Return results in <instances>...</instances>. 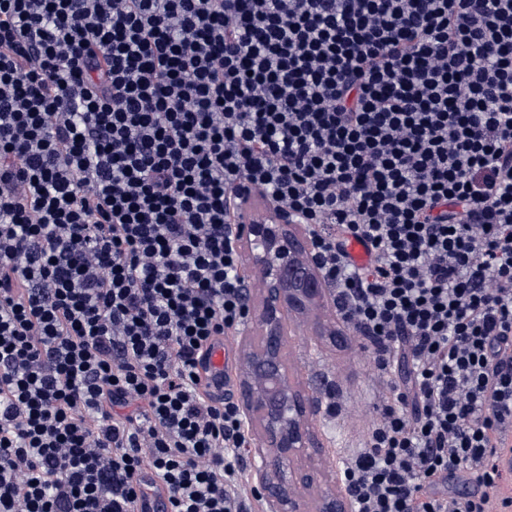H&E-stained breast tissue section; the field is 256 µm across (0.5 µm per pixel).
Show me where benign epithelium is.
<instances>
[{
	"mask_svg": "<svg viewBox=\"0 0 512 512\" xmlns=\"http://www.w3.org/2000/svg\"><path fill=\"white\" fill-rule=\"evenodd\" d=\"M239 245L256 279L248 281L247 319L261 343L245 342L239 405L254 431V489L266 512H350L337 485L312 495L321 474L309 421L319 391H306L287 360L285 321L298 326L327 311V288L301 225L284 219L239 227Z\"/></svg>",
	"mask_w": 512,
	"mask_h": 512,
	"instance_id": "benign-epithelium-1",
	"label": "benign epithelium"
}]
</instances>
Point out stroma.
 Here are the masks:
<instances>
[{
    "label": "stroma",
    "mask_w": 512,
    "mask_h": 512,
    "mask_svg": "<svg viewBox=\"0 0 512 512\" xmlns=\"http://www.w3.org/2000/svg\"><path fill=\"white\" fill-rule=\"evenodd\" d=\"M288 359L305 388L326 384L342 407L341 414L320 410L312 427L324 450L325 472L339 478V461L357 453L369 425L374 404L386 391L374 379L372 360L357 336H317L305 329L288 328Z\"/></svg>",
    "instance_id": "stroma-1"
}]
</instances>
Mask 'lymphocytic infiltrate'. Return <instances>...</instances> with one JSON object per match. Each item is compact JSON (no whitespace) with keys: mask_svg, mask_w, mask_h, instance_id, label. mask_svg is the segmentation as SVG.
<instances>
[{"mask_svg":"<svg viewBox=\"0 0 512 512\" xmlns=\"http://www.w3.org/2000/svg\"><path fill=\"white\" fill-rule=\"evenodd\" d=\"M260 199L408 365L352 512H512V0H0V512H254Z\"/></svg>","mask_w":512,"mask_h":512,"instance_id":"lymphocytic-infiltrate-1","label":"lymphocytic infiltrate"}]
</instances>
